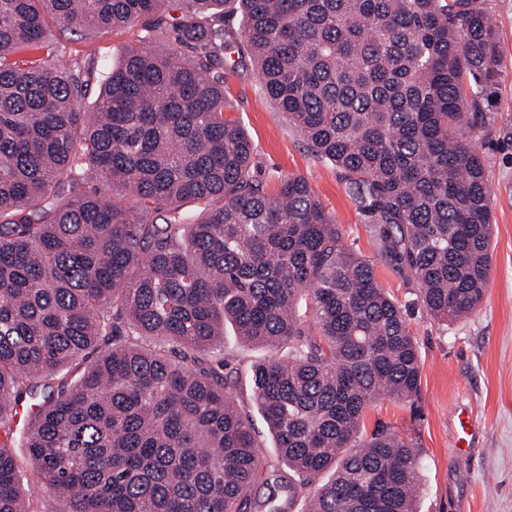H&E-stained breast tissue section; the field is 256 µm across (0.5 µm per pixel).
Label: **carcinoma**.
Instances as JSON below:
<instances>
[{"mask_svg":"<svg viewBox=\"0 0 512 512\" xmlns=\"http://www.w3.org/2000/svg\"><path fill=\"white\" fill-rule=\"evenodd\" d=\"M487 2L0 0V512H35L22 448L71 512H417L414 444L363 434L373 402L418 396L405 310L303 177L257 178L216 70L250 56L380 260L454 322L492 267L475 146L499 77ZM135 22L142 48L87 110L80 76L20 57L52 24ZM172 43L192 54L174 61ZM228 322L288 350L249 376L285 472L235 403Z\"/></svg>","mask_w":512,"mask_h":512,"instance_id":"carcinoma-1","label":"carcinoma"}]
</instances>
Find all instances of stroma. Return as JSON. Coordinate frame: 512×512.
Returning a JSON list of instances; mask_svg holds the SVG:
<instances>
[{"instance_id":"obj_1","label":"stroma","mask_w":512,"mask_h":512,"mask_svg":"<svg viewBox=\"0 0 512 512\" xmlns=\"http://www.w3.org/2000/svg\"><path fill=\"white\" fill-rule=\"evenodd\" d=\"M490 5L498 25L500 76L483 105L493 119L479 132L476 146L491 188L492 270L482 303L460 322L433 320L418 305L419 287L408 270L380 261L379 244L336 169L312 156L301 134L262 93L250 57L223 71L231 115L256 146L257 177L272 189L287 176L307 179L341 226L348 248L374 261L379 285L407 311L418 342L420 393L411 402L379 399L365 413V429L384 426L413 439L420 461L419 512H512V0H490ZM139 45L133 25L101 29L86 39L53 29L39 56L87 80L92 99L102 75ZM224 352L241 374L236 399L252 420L265 461L278 464L274 440L246 377L250 365L271 352L242 344L229 325ZM461 412L475 423L469 453L455 446Z\"/></svg>"}]
</instances>
